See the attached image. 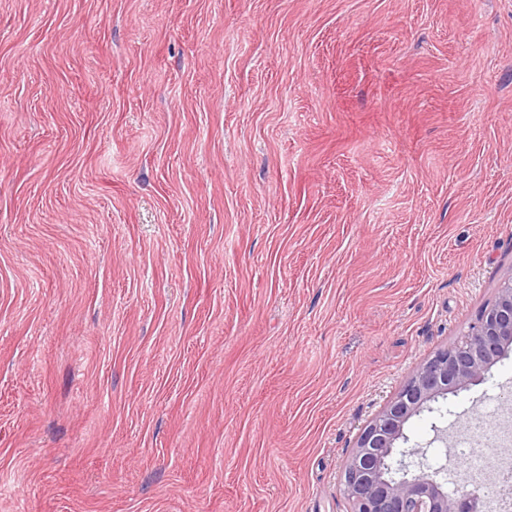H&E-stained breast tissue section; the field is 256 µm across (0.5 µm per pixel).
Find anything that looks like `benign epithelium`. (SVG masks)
Masks as SVG:
<instances>
[{
    "instance_id": "7a95c632",
    "label": "benign epithelium",
    "mask_w": 512,
    "mask_h": 512,
    "mask_svg": "<svg viewBox=\"0 0 512 512\" xmlns=\"http://www.w3.org/2000/svg\"><path fill=\"white\" fill-rule=\"evenodd\" d=\"M512 346V276L498 288L452 346L437 351L403 386L391 403L362 431L344 469V493L351 512H480L487 510L484 484L448 469L434 468L427 448L404 447L408 421L448 395L488 379L491 367ZM455 489L448 490V484Z\"/></svg>"
}]
</instances>
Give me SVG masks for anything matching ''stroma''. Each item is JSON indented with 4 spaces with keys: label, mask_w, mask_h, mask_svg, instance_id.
<instances>
[{
    "label": "stroma",
    "mask_w": 512,
    "mask_h": 512,
    "mask_svg": "<svg viewBox=\"0 0 512 512\" xmlns=\"http://www.w3.org/2000/svg\"><path fill=\"white\" fill-rule=\"evenodd\" d=\"M511 274L512 0H0V512H350Z\"/></svg>",
    "instance_id": "stroma-1"
}]
</instances>
